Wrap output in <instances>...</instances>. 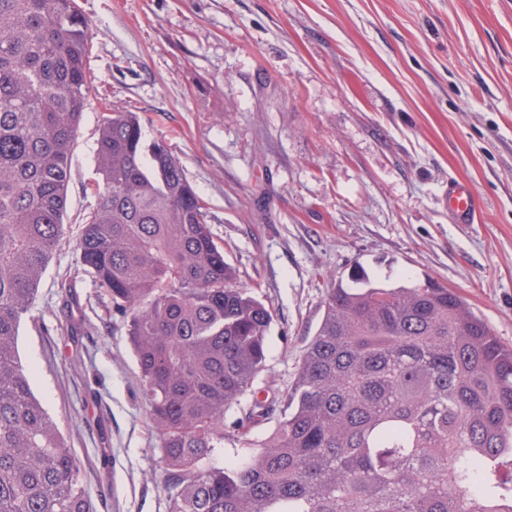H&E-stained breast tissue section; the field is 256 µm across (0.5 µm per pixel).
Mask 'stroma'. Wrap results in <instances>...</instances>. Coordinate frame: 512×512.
Wrapping results in <instances>:
<instances>
[{
	"label": "stroma",
	"instance_id": "obj_1",
	"mask_svg": "<svg viewBox=\"0 0 512 512\" xmlns=\"http://www.w3.org/2000/svg\"><path fill=\"white\" fill-rule=\"evenodd\" d=\"M93 91L65 222L94 205L104 114L139 113L211 215L241 281L274 310L266 369L224 416L221 466L252 399L280 405L333 280L432 276L512 345V0H77ZM482 211L451 220L449 180ZM123 319L72 242L20 336L34 388L97 512H168L158 439Z\"/></svg>",
	"mask_w": 512,
	"mask_h": 512
}]
</instances>
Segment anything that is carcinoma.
Returning <instances> with one entry per match:
<instances>
[{
    "instance_id": "cac0c4a2",
    "label": "carcinoma",
    "mask_w": 512,
    "mask_h": 512,
    "mask_svg": "<svg viewBox=\"0 0 512 512\" xmlns=\"http://www.w3.org/2000/svg\"><path fill=\"white\" fill-rule=\"evenodd\" d=\"M90 38L77 0H0V512H96L18 344L69 238ZM94 168L73 247L127 321L169 512H512V347L430 276L334 283L273 433L211 465L265 370L272 310L137 113L103 117ZM272 413L254 399L240 435Z\"/></svg>"
}]
</instances>
